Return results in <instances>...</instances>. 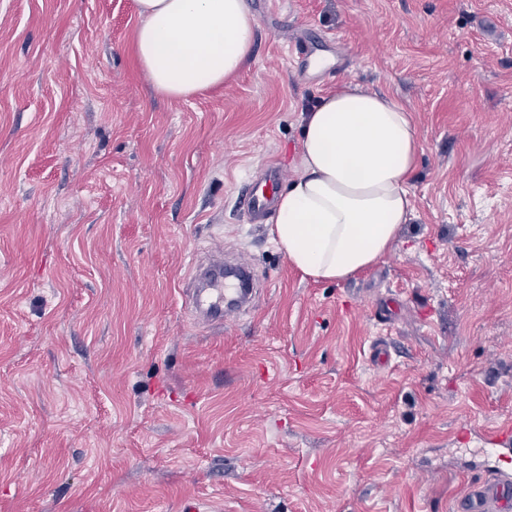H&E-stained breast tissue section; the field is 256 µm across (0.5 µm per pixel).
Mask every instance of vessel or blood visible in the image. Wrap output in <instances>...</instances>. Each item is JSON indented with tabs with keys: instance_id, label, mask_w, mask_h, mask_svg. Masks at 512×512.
<instances>
[{
	"instance_id": "obj_1",
	"label": "vessel or blood",
	"mask_w": 512,
	"mask_h": 512,
	"mask_svg": "<svg viewBox=\"0 0 512 512\" xmlns=\"http://www.w3.org/2000/svg\"><path fill=\"white\" fill-rule=\"evenodd\" d=\"M284 181L282 171H273L265 185L250 187L244 208L251 215H267L275 194ZM198 282L191 299L196 310L208 321L223 323L225 314L248 308L252 267L237 261L232 272H225L223 263L216 262L206 270L196 271ZM495 459L492 469L484 476L470 479L466 490L454 501V512H512V431L503 429L482 439Z\"/></svg>"
}]
</instances>
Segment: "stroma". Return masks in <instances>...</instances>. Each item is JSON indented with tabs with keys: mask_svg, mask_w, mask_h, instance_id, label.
Wrapping results in <instances>:
<instances>
[{
	"mask_svg": "<svg viewBox=\"0 0 512 512\" xmlns=\"http://www.w3.org/2000/svg\"><path fill=\"white\" fill-rule=\"evenodd\" d=\"M248 3L247 65L171 99L136 0H0V512H452L512 427V0ZM347 81L413 108L416 218L316 281L239 197ZM217 246L261 293L212 327Z\"/></svg>",
	"mask_w": 512,
	"mask_h": 512,
	"instance_id": "obj_1",
	"label": "stroma"
}]
</instances>
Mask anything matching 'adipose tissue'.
Wrapping results in <instances>:
<instances>
[{
	"label": "adipose tissue",
	"mask_w": 512,
	"mask_h": 512,
	"mask_svg": "<svg viewBox=\"0 0 512 512\" xmlns=\"http://www.w3.org/2000/svg\"><path fill=\"white\" fill-rule=\"evenodd\" d=\"M136 51L152 88L185 99L249 61L247 0H137ZM299 168L276 200L270 233L289 265L341 281L382 261L415 218L419 149L413 111L392 94L348 83L301 117Z\"/></svg>",
	"instance_id": "ef3b65f1"
}]
</instances>
